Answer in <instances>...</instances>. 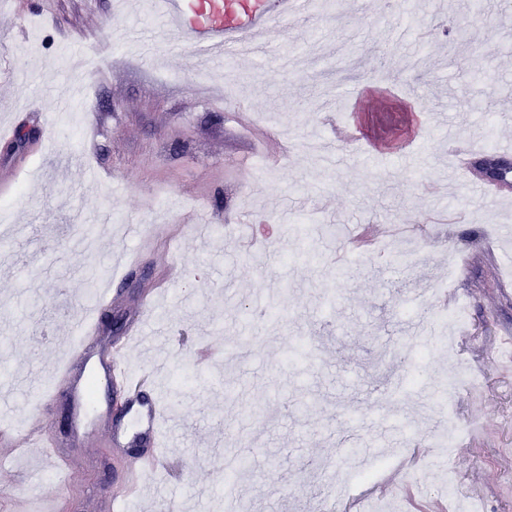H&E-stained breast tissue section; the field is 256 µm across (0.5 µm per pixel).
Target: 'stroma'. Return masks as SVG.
Wrapping results in <instances>:
<instances>
[{
  "label": "stroma",
  "instance_id": "1",
  "mask_svg": "<svg viewBox=\"0 0 512 512\" xmlns=\"http://www.w3.org/2000/svg\"><path fill=\"white\" fill-rule=\"evenodd\" d=\"M150 0H0V124L36 125L26 147L0 139V171L19 169L8 197L10 229L0 238V423L26 432L19 410L37 408L58 434L60 400L42 402L19 376L30 369L52 387L53 367L74 340L72 323L92 302L89 274L110 271L115 248L139 253L152 277L146 288L118 290L117 306L134 309L158 291L162 313L128 354L132 372L164 391L174 425L168 458L133 498L129 512H212L223 498L222 465L239 434L254 453L234 482V501L251 512H323L328 478L352 496L379 463L354 457L345 442L350 419L362 422L361 448L379 427L372 399L384 389L382 417L421 438L414 464L404 465L420 498L399 488L387 496L394 512H512V376L499 364L511 350L512 200L473 198L448 178V151L431 115H451L463 139L512 143V9L478 0H325L301 27L267 35L269 52L239 63L237 97L225 102V70L192 51L158 45L142 60L140 30L151 28ZM111 44L109 72L62 67L80 34ZM478 57H471V46ZM496 81L474 83L476 64ZM70 113L54 103L70 89ZM340 107L361 145L331 165L304 145L326 138L321 112ZM254 208L255 236L284 258L241 251L229 224L244 201ZM205 217L207 240L183 227ZM128 224L151 228L139 241ZM344 224L376 226V248L344 277L323 254ZM407 235L422 255L395 261L394 236ZM426 287L430 300L455 294L470 338L441 353L440 311L403 301ZM424 319L427 336L405 325ZM249 344L231 349L237 337ZM223 349L221 362L189 367L182 383L152 366L168 350L189 358L199 342ZM422 350L423 382L436 386L455 358L474 380L453 402L394 387L400 356ZM256 406L264 421L245 413ZM456 427L451 455L434 446ZM66 478L37 454L18 449L0 466V512H40L59 499L62 512H86L90 493L120 474L123 448L90 442ZM325 462V472L308 461ZM453 496L442 497L447 477Z\"/></svg>",
  "mask_w": 512,
  "mask_h": 512
}]
</instances>
